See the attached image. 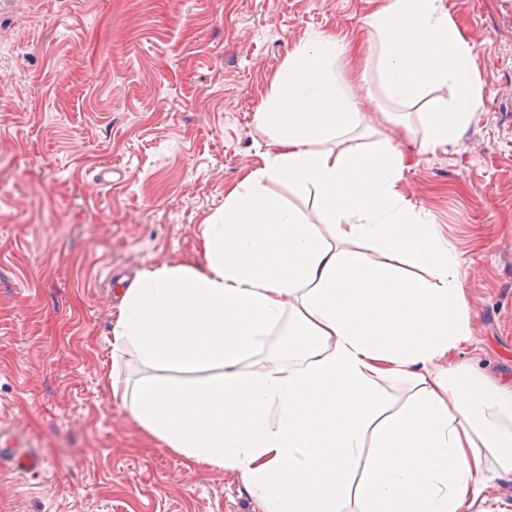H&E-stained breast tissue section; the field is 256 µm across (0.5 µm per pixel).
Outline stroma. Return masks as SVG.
<instances>
[{
  "mask_svg": "<svg viewBox=\"0 0 512 512\" xmlns=\"http://www.w3.org/2000/svg\"><path fill=\"white\" fill-rule=\"evenodd\" d=\"M0 10V423L45 472H0V512H256L231 472L145 437L100 377L109 281L199 255L201 225L271 137L255 119L295 46L362 39L386 0H10ZM483 85L459 145L399 191L462 254L471 338L512 374V0H445ZM120 179L102 184L105 166Z\"/></svg>",
  "mask_w": 512,
  "mask_h": 512,
  "instance_id": "1",
  "label": "stroma"
}]
</instances>
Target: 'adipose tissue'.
<instances>
[{
    "instance_id": "1",
    "label": "adipose tissue",
    "mask_w": 512,
    "mask_h": 512,
    "mask_svg": "<svg viewBox=\"0 0 512 512\" xmlns=\"http://www.w3.org/2000/svg\"><path fill=\"white\" fill-rule=\"evenodd\" d=\"M364 26L422 148L457 141L481 82L443 0H388ZM359 53L320 34L296 45L257 114L273 148L206 220L203 264L121 290L101 383L160 446L238 477L257 512H472L486 474L512 473V378L448 360L471 336L462 259L402 198L404 152L344 146L403 124L337 80ZM435 88L449 99L430 102ZM272 180L312 195L329 234ZM131 360L146 372L121 380Z\"/></svg>"
}]
</instances>
